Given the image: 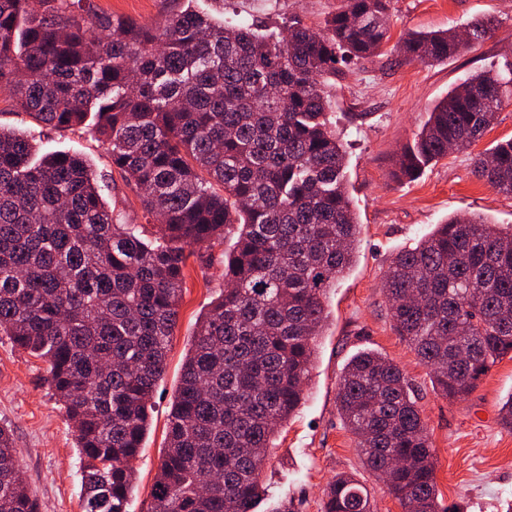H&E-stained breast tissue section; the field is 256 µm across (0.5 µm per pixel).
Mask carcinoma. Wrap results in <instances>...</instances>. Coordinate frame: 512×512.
<instances>
[{"label":"carcinoma","instance_id":"1","mask_svg":"<svg viewBox=\"0 0 512 512\" xmlns=\"http://www.w3.org/2000/svg\"><path fill=\"white\" fill-rule=\"evenodd\" d=\"M390 0H341L319 32L299 17L277 33L185 10L155 27L91 0H0V86L57 129H85L139 192L144 224L102 199L87 162L35 149L0 127V335L48 364L76 432L83 512H127L185 287L186 249L224 252V289L198 318L171 403L150 512H256L278 428L302 406L326 298L351 269L360 224L327 77L390 40ZM494 20L414 32L409 61L446 60L491 36ZM512 101V70L477 73L437 102L394 177L416 178L449 146L470 147ZM95 123L87 127V114ZM475 175L512 194V139ZM399 336L434 389L466 397L512 354V231L450 217L386 274ZM366 467L403 512H441L436 462L413 388L375 351L354 355L336 395ZM0 512H39L0 426ZM321 512H372L341 474Z\"/></svg>","mask_w":512,"mask_h":512}]
</instances>
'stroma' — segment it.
I'll use <instances>...</instances> for the list:
<instances>
[{"label":"stroma","instance_id":"stroma-1","mask_svg":"<svg viewBox=\"0 0 512 512\" xmlns=\"http://www.w3.org/2000/svg\"><path fill=\"white\" fill-rule=\"evenodd\" d=\"M103 13L159 25L185 0H92ZM339 0H195L216 19L274 31L289 16L315 28ZM391 38L414 30L465 29L478 18L496 20L492 37L433 65L408 62L392 45L371 59L341 65L328 81L331 117L347 154L346 180L361 224L356 261L328 295L329 325L321 336L305 403L282 428L264 469L268 497L258 512L280 502L293 512H320L323 491L336 474L353 473L366 486L373 512H402L384 482L364 468L353 435L337 409L339 379L347 360L373 349L411 378L437 458L441 507L462 512H506L512 507V429L499 409L512 394V358L501 359L465 399L434 390L429 370L394 329L383 289L392 258L415 246L436 224L454 215H478L512 227V195L472 172L478 154L512 138V103L504 105L484 137L425 168L411 182L394 183L391 171L402 147L427 120L432 106L472 74L512 64V0H391ZM0 125L29 133L40 153L77 152L96 170L105 201L119 199L133 223H142L137 194L113 170L105 143L82 131L39 126L0 88ZM220 264L202 268L190 256L164 374L152 398L148 435L133 466L137 484L128 512H148L163 459L171 401L198 317L224 286ZM0 426L11 430L24 480L41 512H82L80 463L74 429L46 380L44 362L0 335Z\"/></svg>","mask_w":512,"mask_h":512}]
</instances>
